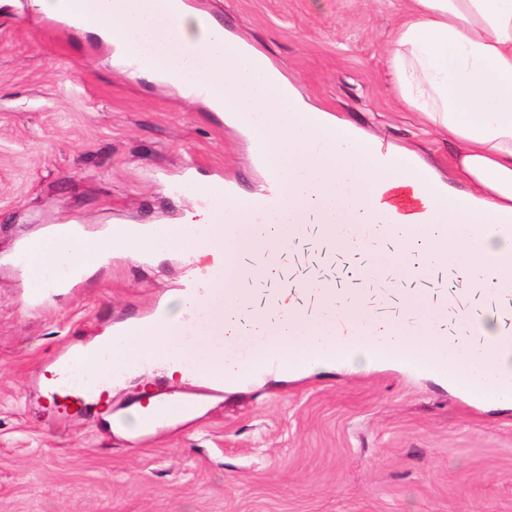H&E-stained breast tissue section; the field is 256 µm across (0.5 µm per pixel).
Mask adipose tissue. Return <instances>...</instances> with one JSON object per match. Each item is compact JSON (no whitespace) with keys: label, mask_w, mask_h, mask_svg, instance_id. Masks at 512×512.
Here are the masks:
<instances>
[{"label":"adipose tissue","mask_w":512,"mask_h":512,"mask_svg":"<svg viewBox=\"0 0 512 512\" xmlns=\"http://www.w3.org/2000/svg\"><path fill=\"white\" fill-rule=\"evenodd\" d=\"M34 2L39 12L97 37L137 76L188 98L208 88L210 110L252 134L254 154L281 199L280 218L386 227L403 244L423 237L429 255L454 253L497 288L512 287V270L501 263L512 254V233L499 229L503 217L512 216V0H406L388 51L389 74L402 107L456 144L444 176L414 151L383 149L349 124L306 107L264 53L226 40L219 23L185 0ZM202 193L218 208L157 226L151 236L119 224L95 238L61 229L46 246H33L28 268L36 284L63 267L90 277L116 252L194 255L206 247L224 268L217 296L202 303V324L107 337L104 356H77L86 375L121 369L137 352L150 355L153 368L168 377L186 358L200 375L225 371L228 386L269 373L273 359L282 373L362 359L419 365L461 393L501 406L512 401L500 388L502 376L512 372V335L474 309L459 311L462 347L448 362L443 353L452 341L442 329L448 320L443 306L438 324L423 327L409 306L392 316L358 296L341 308L328 301L320 317L291 301L272 309L251 300L250 289L232 282L250 253L243 239L253 212L243 196L211 186ZM401 206L409 213L396 228L393 216ZM290 321L295 331L279 335ZM246 332L279 339L274 350L255 345L241 354L234 346Z\"/></svg>","instance_id":"ef3b65f1"}]
</instances>
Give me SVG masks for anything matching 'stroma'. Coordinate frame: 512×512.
Listing matches in <instances>:
<instances>
[{
  "mask_svg": "<svg viewBox=\"0 0 512 512\" xmlns=\"http://www.w3.org/2000/svg\"><path fill=\"white\" fill-rule=\"evenodd\" d=\"M189 2L319 109L447 172L451 144L398 106L387 73L401 0ZM109 55L32 0H0V512H512V409L413 368L358 361L224 390L145 373L106 412L53 402L43 372L73 338L171 306L208 261L118 253L32 310L18 246L57 224H178L215 181L266 187L239 130ZM176 391L196 415L134 431L136 406Z\"/></svg>",
  "mask_w": 512,
  "mask_h": 512,
  "instance_id": "1",
  "label": "stroma"
}]
</instances>
